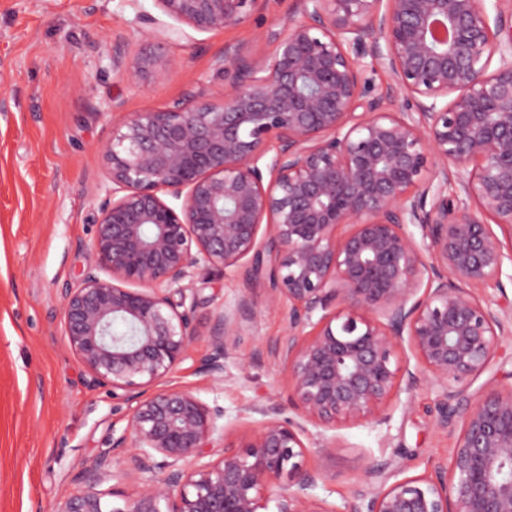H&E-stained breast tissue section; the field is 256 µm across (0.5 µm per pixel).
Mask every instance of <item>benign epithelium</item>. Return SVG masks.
<instances>
[{"label": "benign epithelium", "instance_id": "7a95c632", "mask_svg": "<svg viewBox=\"0 0 512 512\" xmlns=\"http://www.w3.org/2000/svg\"><path fill=\"white\" fill-rule=\"evenodd\" d=\"M154 2L172 39L241 24L269 0ZM292 2L268 53L228 45L217 57L230 77L222 103L130 113L101 148L112 187L86 265L61 288V326L130 412L55 512H260L271 501L319 512L327 473L303 465L308 426L329 458L324 432L387 423V406L421 381L437 429L456 435L450 466L389 484L387 464H372L332 512H512V386L466 394L512 316L474 295L503 288L512 263L500 238L512 239V0L492 12L486 0ZM110 48L127 82L165 76L153 56L127 64L123 39ZM378 69L390 93L368 98L365 74ZM209 266L242 283L200 360L214 382L257 290L287 320L258 353L279 359L294 416L275 401L243 409L261 420L241 450L225 443L224 410L162 386L197 338L185 302ZM404 344L413 371L398 365ZM117 456L140 484L121 506L101 489Z\"/></svg>", "mask_w": 512, "mask_h": 512}]
</instances>
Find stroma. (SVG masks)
I'll return each mask as SVG.
<instances>
[{
	"label": "stroma",
	"mask_w": 512,
	"mask_h": 512,
	"mask_svg": "<svg viewBox=\"0 0 512 512\" xmlns=\"http://www.w3.org/2000/svg\"><path fill=\"white\" fill-rule=\"evenodd\" d=\"M291 0H270L263 16L195 39L164 41L167 18L153 0H0V512H54L61 486H75L83 459L122 432L129 408L108 386L89 385L60 324V290L86 263L98 206L110 188L99 155L124 115L197 97L221 103L228 84L214 65L225 46L266 52L273 19ZM153 23H145V16ZM123 37L129 58L155 53L160 80L129 84L112 69L108 40ZM197 340L169 382L224 410L226 443L254 434L244 406L288 402L278 359L260 347L286 333L282 315L258 312L230 348L223 384L201 371L213 315L232 303L239 282L210 269L197 275ZM380 426L340 425L334 458L305 437V465L327 472L319 512L351 499L363 470L389 460L392 479L449 463L454 435L440 432L426 385L402 394Z\"/></svg>",
	"instance_id": "1"
}]
</instances>
